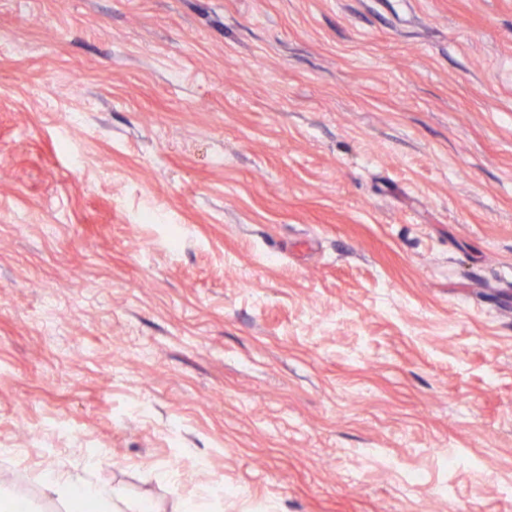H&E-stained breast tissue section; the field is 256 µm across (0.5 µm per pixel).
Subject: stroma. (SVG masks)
Instances as JSON below:
<instances>
[{
  "label": "stroma",
  "instance_id": "obj_1",
  "mask_svg": "<svg viewBox=\"0 0 512 512\" xmlns=\"http://www.w3.org/2000/svg\"><path fill=\"white\" fill-rule=\"evenodd\" d=\"M125 512H512V0H0V484ZM42 489L50 500L64 491L67 496L71 492L66 512H110L108 507L111 501L113 512H123L117 507L111 489L106 486H80L71 484L62 475H50L43 481Z\"/></svg>",
  "mask_w": 512,
  "mask_h": 512
}]
</instances>
